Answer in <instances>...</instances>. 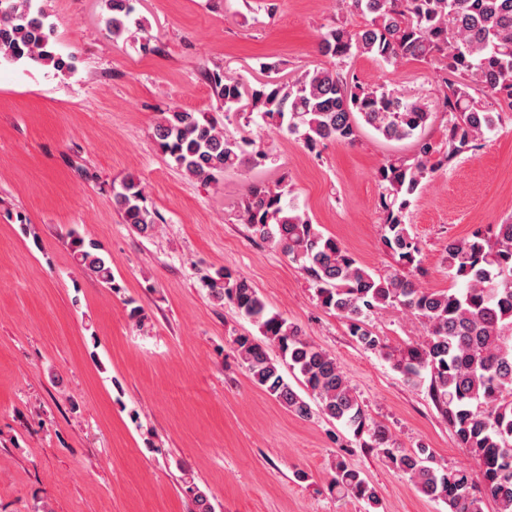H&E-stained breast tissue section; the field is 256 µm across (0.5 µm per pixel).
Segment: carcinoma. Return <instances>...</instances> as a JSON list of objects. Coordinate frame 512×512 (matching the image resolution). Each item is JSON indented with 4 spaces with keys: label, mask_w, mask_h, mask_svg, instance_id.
<instances>
[{
    "label": "carcinoma",
    "mask_w": 512,
    "mask_h": 512,
    "mask_svg": "<svg viewBox=\"0 0 512 512\" xmlns=\"http://www.w3.org/2000/svg\"><path fill=\"white\" fill-rule=\"evenodd\" d=\"M349 13L365 22L356 28L341 22L319 41L324 60L294 78L278 77L279 65L264 64L266 79L254 86L221 72L206 73L224 117L251 122L299 136L314 152L328 142L351 144L363 126L386 141L413 140L414 154L391 155L378 168V206L383 214L381 241L394 264L383 274L362 265L335 237L285 197L288 183L250 184L240 202L241 218L253 235L278 246L314 283L318 301L345 319L350 335L366 351L391 362L403 379L419 387L430 375L428 392L454 431L459 447L479 460L483 490L474 489L464 468L438 466L428 448L402 449L385 427L365 413L336 360L310 343L300 328L268 310L247 279L224 268L207 283L211 295L231 304L258 327L261 337L239 335L235 352L252 382L295 416L319 412L340 422L356 437H367L397 471L407 475L422 495L445 503L448 512H484L492 499L497 512H512V217L478 229L446 247L451 287L420 285L425 275L419 244L405 223L406 214L434 174L462 155H473L488 132L512 112V0H341ZM106 24L112 36L128 29L129 0H108ZM43 0H0V54L10 61H30L56 71L71 63L50 44L52 25ZM389 64L416 61L443 73L442 105L448 112L447 148L436 150L421 137L432 113L418 101L362 83L338 67L354 55ZM494 100L490 109L477 95ZM158 151L204 185L218 184L243 167L265 166L268 153L254 138H235L197 112L169 108L154 128ZM123 222L143 235L152 234L158 214L146 204L141 182L124 178L113 189ZM68 245L78 267L105 287L114 282L109 259L100 245L76 230ZM397 306L424 321L427 333L398 353L384 351L367 326L375 310ZM279 350L280 359L269 354ZM299 374L308 396L288 383L282 365ZM330 488L369 506L379 505L375 487L344 459L336 458ZM193 512H215L208 495L186 483Z\"/></svg>",
    "instance_id": "cac0c4a2"
}]
</instances>
